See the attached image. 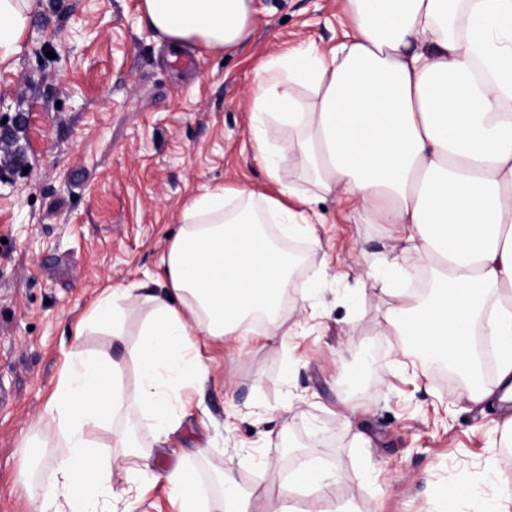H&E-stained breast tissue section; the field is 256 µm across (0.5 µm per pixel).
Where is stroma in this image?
Segmentation results:
<instances>
[{
    "label": "stroma",
    "mask_w": 512,
    "mask_h": 512,
    "mask_svg": "<svg viewBox=\"0 0 512 512\" xmlns=\"http://www.w3.org/2000/svg\"><path fill=\"white\" fill-rule=\"evenodd\" d=\"M138 5L39 0L21 51L0 66V512H33L26 483L52 482L48 406L73 345L119 362L127 391L139 384L129 348L148 304L126 305L122 347L102 326L75 339L76 324L106 288L150 283L187 201L221 187L274 192L251 135L258 76L347 29L342 0H254L246 47L175 58ZM311 209L321 245L306 251L289 335L198 337L211 380L180 390L179 428L162 437L133 415L151 468L136 512H179L166 481L177 468L214 510L229 467L274 494L314 464L336 477L326 512H442L453 485L474 492L459 512H484L496 494L490 463L512 478V452L490 451V415L380 334L401 276L367 281L351 263L361 252L365 264L395 255L408 268L412 256L334 196ZM352 404L361 412L347 427ZM33 441L43 460L29 457Z\"/></svg>",
    "instance_id": "35a3bbf8"
}]
</instances>
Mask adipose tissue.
<instances>
[{
    "label": "adipose tissue",
    "instance_id": "adipose-tissue-1",
    "mask_svg": "<svg viewBox=\"0 0 512 512\" xmlns=\"http://www.w3.org/2000/svg\"><path fill=\"white\" fill-rule=\"evenodd\" d=\"M37 8L38 0H0V64L20 51ZM139 10L177 52L237 49L253 33V0H140ZM345 11L341 43L278 58L253 92L252 137L278 196L223 187L195 198L160 258L156 291L117 285L95 302L93 321L117 342L125 304L150 305L131 351L140 385L126 392L109 355L71 351L51 408L54 492L36 499V512H134L133 487L116 486L128 467L104 464L86 426L141 411L168 436L178 427L179 389L210 380L197 337L246 336L260 324L266 336L279 335L294 268L264 222L289 237L313 221L286 204L311 200L282 181L287 156L316 192L393 228L429 270V292L401 294L380 333L416 350L424 369L443 362L470 378L459 400H512V0H345ZM479 333L496 348L490 387ZM219 481L224 512H296L302 487L330 489L312 465L274 496L241 487L231 468Z\"/></svg>",
    "mask_w": 512,
    "mask_h": 512
}]
</instances>
